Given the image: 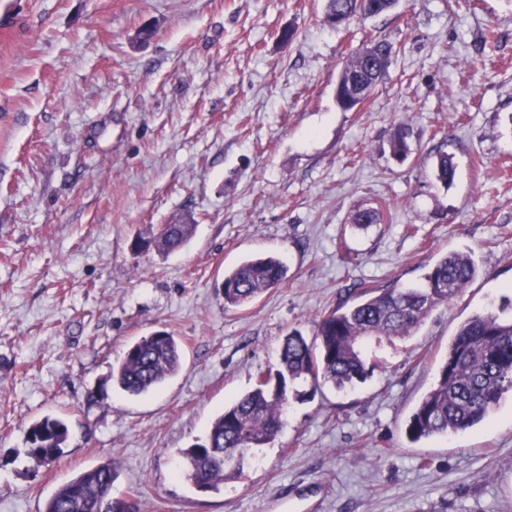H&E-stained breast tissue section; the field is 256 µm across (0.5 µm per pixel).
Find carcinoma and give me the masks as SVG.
<instances>
[{"label": "carcinoma", "mask_w": 512, "mask_h": 512, "mask_svg": "<svg viewBox=\"0 0 512 512\" xmlns=\"http://www.w3.org/2000/svg\"><path fill=\"white\" fill-rule=\"evenodd\" d=\"M357 0H326L325 16L352 13ZM390 61L388 44L375 42L372 68L382 80ZM455 168L447 155L439 157L437 179L454 180ZM193 231L191 224H173L157 239L156 249L171 252ZM469 253H447L428 264L418 288L360 290L357 301L337 306L321 316L316 337L308 342L298 330L283 339L275 373L260 376L254 388L224 408L205 440L184 450L188 476L199 487L214 490L242 474L248 455L281 431L289 384L309 379L317 386L331 382L342 388L367 377L364 347L418 330L436 307L448 303L477 275ZM284 265L274 257L247 259L224 274V304L240 307L280 284ZM180 364V346L174 336H145L130 345L112 371L122 391L140 396L169 376ZM512 393V317L495 311L478 313L465 321L448 341V352L435 384L414 409L407 434L414 440L446 436L485 421L506 393ZM66 422L45 416L28 430L30 455L42 459L51 447L66 441ZM114 467L108 461L78 474L56 490L42 512H101L102 487L112 486Z\"/></svg>", "instance_id": "carcinoma-1"}]
</instances>
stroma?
I'll list each match as a JSON object with an SVG mask.
<instances>
[{"instance_id": "1", "label": "stroma", "mask_w": 512, "mask_h": 512, "mask_svg": "<svg viewBox=\"0 0 512 512\" xmlns=\"http://www.w3.org/2000/svg\"><path fill=\"white\" fill-rule=\"evenodd\" d=\"M324 8L16 0L0 36V512H42L106 461L113 497L141 512H512L511 396L471 429L406 433L459 326L512 314V0H399L339 29ZM374 39L387 74L343 111L340 71ZM376 208L381 223L352 224ZM185 217L179 250H133ZM452 251L477 277L415 335L368 347L366 381L296 382L239 478L188 479L184 450L285 335L313 336L354 288L421 284ZM262 255L285 282L225 306V272ZM157 331L180 342L179 372L142 397L113 388L127 346ZM47 415L69 429L48 463L27 443Z\"/></svg>"}]
</instances>
